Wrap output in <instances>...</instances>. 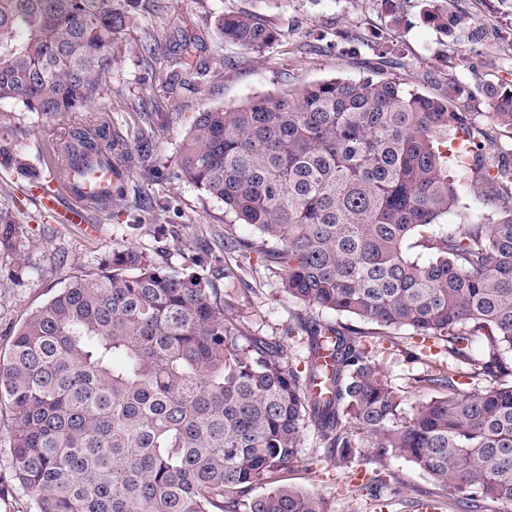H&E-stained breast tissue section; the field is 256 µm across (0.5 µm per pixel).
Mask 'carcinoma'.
Wrapping results in <instances>:
<instances>
[{
	"label": "carcinoma",
	"instance_id": "carcinoma-1",
	"mask_svg": "<svg viewBox=\"0 0 512 512\" xmlns=\"http://www.w3.org/2000/svg\"><path fill=\"white\" fill-rule=\"evenodd\" d=\"M135 2L0 0V102L46 117L94 102ZM425 16L448 36L462 26L448 0H427ZM218 27L254 53L280 37L246 11ZM196 51L180 40L171 81L203 74ZM486 96L506 142L453 92L431 97L390 77L199 113L179 147L181 176L259 234L225 232L224 252L257 254L288 296L347 323L289 325L308 336L298 369L284 342L236 323L212 278L113 252L32 311L0 359L13 477L35 512H331L281 483L309 426L346 464L412 462L448 491L442 510L512 504V84ZM112 149L97 123L71 131L66 160L53 162L79 184L113 168ZM463 190L490 211L436 228ZM25 238L24 225L0 223L13 278L27 272ZM402 328L461 364L416 375L430 395L411 415L368 348ZM461 376L487 385L463 395Z\"/></svg>",
	"mask_w": 512,
	"mask_h": 512
}]
</instances>
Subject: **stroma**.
I'll return each instance as SVG.
<instances>
[{"mask_svg": "<svg viewBox=\"0 0 512 512\" xmlns=\"http://www.w3.org/2000/svg\"><path fill=\"white\" fill-rule=\"evenodd\" d=\"M458 7L466 20L449 37L425 21L422 0H280L275 7L264 0H138L108 83L94 103L45 118L0 102L6 115L0 120V219L25 225L28 264L24 279L12 281L8 259L0 258V357L31 311L113 251L129 247L177 272L196 253L207 259V275L222 270L229 222L224 205L184 181L177 164L180 143L199 112L322 80L382 76L434 96L446 95L451 82H458L475 111L489 114L486 85L512 84V0H458ZM232 11L263 15L280 31L279 41L259 54L222 42L216 21ZM176 32L197 39L204 67H212L214 57L225 59L222 78L201 83L186 76L171 86ZM382 56L387 65H379ZM103 120L130 159L117 165L111 200L91 211L100 226L93 237L59 223L40 206L39 190L68 132ZM227 288L234 293V319L254 335L288 339L293 366L306 357L307 342L286 337L289 322L299 316L334 318L288 297L279 277L254 258L244 260L242 281ZM413 346L407 330H392L372 353L410 406L426 396L413 382L423 366L406 356ZM381 474L377 488L367 487L363 476L327 455L309 429L287 483L325 498L332 512H417V499L446 497L405 459L391 458ZM0 512H34L31 498L11 477L3 441Z\"/></svg>", "mask_w": 512, "mask_h": 512, "instance_id": "obj_1", "label": "stroma"}]
</instances>
